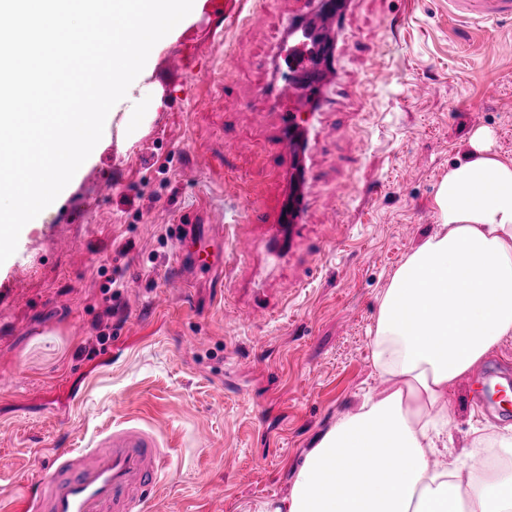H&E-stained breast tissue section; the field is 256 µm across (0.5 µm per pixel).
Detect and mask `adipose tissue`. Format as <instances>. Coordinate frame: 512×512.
<instances>
[{
  "label": "adipose tissue",
  "instance_id": "adipose-tissue-1",
  "mask_svg": "<svg viewBox=\"0 0 512 512\" xmlns=\"http://www.w3.org/2000/svg\"><path fill=\"white\" fill-rule=\"evenodd\" d=\"M483 128L437 186L435 230L381 292V390L318 436L287 497L260 512H512V425L448 450L449 387L512 338V161ZM486 453L481 466L470 455ZM344 494H337V486Z\"/></svg>",
  "mask_w": 512,
  "mask_h": 512
}]
</instances>
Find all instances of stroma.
Segmentation results:
<instances>
[{
  "label": "stroma",
  "instance_id": "obj_1",
  "mask_svg": "<svg viewBox=\"0 0 512 512\" xmlns=\"http://www.w3.org/2000/svg\"><path fill=\"white\" fill-rule=\"evenodd\" d=\"M254 2L266 21L236 24ZM288 10V0H205L153 48L140 137L128 149L104 142L41 223L23 227L18 264L0 265V373L16 382L0 394V498L22 492L52 449L85 447L100 428L135 419L163 424L171 449L147 512H259L288 495L314 439L379 391L369 347L378 298L435 229L436 186L469 149L472 110L512 159V22L459 20L448 0H353L340 38L361 51L339 56L304 238L276 270L227 267L220 289L200 272L187 295L169 296L177 225L208 223L254 195L273 204L283 189L265 159L276 117L251 106ZM223 21L219 47L212 31ZM174 50L189 60L184 75L164 73ZM228 83L237 105L190 109ZM228 136L238 151L219 178L210 167ZM103 179L116 183L112 196L97 195ZM63 238L77 248L60 251ZM116 267L139 281L141 299L121 298L109 317ZM256 282L270 315L248 312L244 290ZM100 320L110 324L101 343ZM200 338L207 346L194 349ZM91 341L89 358L80 349ZM477 388L459 380L437 406L454 449L472 429L512 424L477 412Z\"/></svg>",
  "mask_w": 512,
  "mask_h": 512
}]
</instances>
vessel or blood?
<instances>
[{"instance_id": "b4317fda", "label": "vessel or blood", "mask_w": 512, "mask_h": 512, "mask_svg": "<svg viewBox=\"0 0 512 512\" xmlns=\"http://www.w3.org/2000/svg\"><path fill=\"white\" fill-rule=\"evenodd\" d=\"M453 11L477 23L512 19V0H448ZM349 0H313L288 20V48L281 58L285 76L261 89L253 111H266V99L285 103L267 144V158L288 181L274 208L249 204L242 223L264 226V244L251 234L230 230L225 213H217L208 232L197 225L179 227L180 252L194 270L211 271L230 260L242 264L263 248L269 263L281 259L285 245L295 243L308 212L309 186L314 170L307 156L313 131L328 104L327 89L336 76L335 37L348 13ZM486 394L476 398L477 409L490 416L512 413V374L491 368L484 375ZM169 457L158 428L134 420L107 426L85 448H63L49 472L32 481L25 496L9 512H145L148 495L162 482Z\"/></svg>"}]
</instances>
